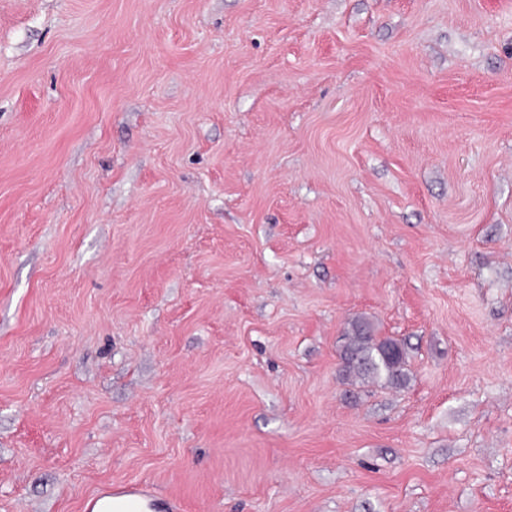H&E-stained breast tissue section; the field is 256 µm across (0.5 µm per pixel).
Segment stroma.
<instances>
[{
    "mask_svg": "<svg viewBox=\"0 0 512 512\" xmlns=\"http://www.w3.org/2000/svg\"><path fill=\"white\" fill-rule=\"evenodd\" d=\"M125 481L512 512V0H0V512ZM339 357L340 374L346 380H372L390 386H402L407 380L403 345L392 338L374 336L363 320L352 323Z\"/></svg>",
    "mask_w": 512,
    "mask_h": 512,
    "instance_id": "35a3bbf8",
    "label": "stroma"
}]
</instances>
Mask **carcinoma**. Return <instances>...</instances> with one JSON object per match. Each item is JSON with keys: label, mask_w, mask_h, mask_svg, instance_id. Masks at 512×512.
<instances>
[{"label": "carcinoma", "mask_w": 512, "mask_h": 512, "mask_svg": "<svg viewBox=\"0 0 512 512\" xmlns=\"http://www.w3.org/2000/svg\"><path fill=\"white\" fill-rule=\"evenodd\" d=\"M339 357L340 374L347 380H372L390 386H401L407 380L403 345L392 338L375 336L363 320L352 323Z\"/></svg>", "instance_id": "obj_1"}]
</instances>
